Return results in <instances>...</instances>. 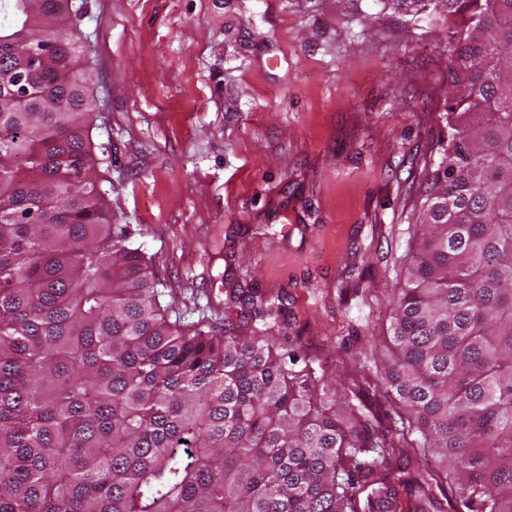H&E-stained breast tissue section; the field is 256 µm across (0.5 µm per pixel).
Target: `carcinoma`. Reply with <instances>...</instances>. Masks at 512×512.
<instances>
[{
	"mask_svg": "<svg viewBox=\"0 0 512 512\" xmlns=\"http://www.w3.org/2000/svg\"><path fill=\"white\" fill-rule=\"evenodd\" d=\"M390 2L447 24L448 139L360 365L376 404L169 320L97 179L78 10L0 0V512H512V0ZM28 38L56 51L21 103Z\"/></svg>",
	"mask_w": 512,
	"mask_h": 512,
	"instance_id": "cac0c4a2",
	"label": "carcinoma"
}]
</instances>
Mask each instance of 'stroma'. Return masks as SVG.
<instances>
[{
  "label": "stroma",
  "mask_w": 512,
  "mask_h": 512,
  "mask_svg": "<svg viewBox=\"0 0 512 512\" xmlns=\"http://www.w3.org/2000/svg\"><path fill=\"white\" fill-rule=\"evenodd\" d=\"M114 221L170 320H252L349 380L389 299L448 129L445 31L384 0H87L76 26Z\"/></svg>",
  "instance_id": "1"
}]
</instances>
